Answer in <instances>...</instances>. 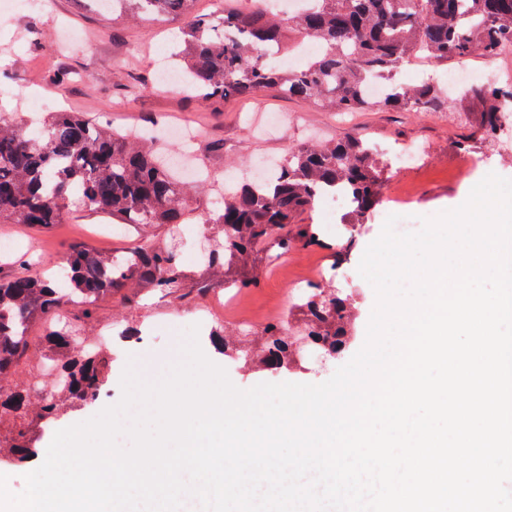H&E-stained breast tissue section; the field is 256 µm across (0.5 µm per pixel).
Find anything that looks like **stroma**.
<instances>
[{"label":"stroma","mask_w":512,"mask_h":512,"mask_svg":"<svg viewBox=\"0 0 512 512\" xmlns=\"http://www.w3.org/2000/svg\"><path fill=\"white\" fill-rule=\"evenodd\" d=\"M182 26L178 17L115 19L101 11L95 0H49L45 8L34 12L15 8L1 13L0 110L16 112L30 120L41 115V101L52 98L65 108L96 117L116 130L152 123H191L201 134L200 142L192 148L193 154L210 178L208 185L192 189L203 210L211 207L217 192L223 191L226 170L242 171L252 162L283 157L312 138L334 137L340 127L347 133L371 138L386 154L395 148L419 153V162L395 170L371 222L353 232L346 258H338L336 230L325 225L321 210L316 208L305 219L324 224L321 244L299 245L287 253L275 254L264 264L255 287L237 294L228 288L221 291L229 302L224 306L223 319L214 320V327L247 336L255 324L265 322L274 312L284 311L288 314L287 328L293 333L299 326V307L304 299L298 284L318 271H326L324 287L355 298L348 347L324 363L310 357L308 350H300V368L282 376L286 382H325L365 342L376 296L371 284L359 274L358 266L368 245L380 235L389 209L405 207L422 217L456 209L488 173L512 178V164L503 161L507 151L499 146L472 154L457 151L456 141L467 137L469 129L452 108L418 114H344L281 97L273 90L216 109L203 105L184 92L159 84L157 79L156 60L178 51ZM276 112L296 117L286 133L266 127L268 115ZM0 238L15 242L10 254H0L1 278L22 270L32 274L59 271L71 246L76 244L119 253L138 242L137 234L128 229L119 235L108 233L104 216L84 213L74 203L69 206L65 223L47 229L0 224ZM155 239L169 244L182 262L212 248L217 230L195 218L183 224L179 237L160 230ZM204 304L201 298L160 292L142 296L132 307L117 300L100 304V320H118L149 331L148 341L140 350L112 351L109 395L48 424L35 443L34 458L21 465L0 458V474L8 476L10 490H23L24 474L44 459L57 430L86 421L120 400V380L129 358H136L146 378L164 376L179 359L185 340L176 332V325L184 315ZM200 346L226 370L236 387L245 390L267 382V373L244 357L215 353L206 340Z\"/></svg>","instance_id":"stroma-1"}]
</instances>
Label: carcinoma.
<instances>
[{"label":"carcinoma","mask_w":512,"mask_h":512,"mask_svg":"<svg viewBox=\"0 0 512 512\" xmlns=\"http://www.w3.org/2000/svg\"><path fill=\"white\" fill-rule=\"evenodd\" d=\"M192 2L100 0L102 8L129 19L184 17L177 63L188 79V95L209 106L271 87L332 112H437L451 102L472 130L470 139L457 143L459 150L498 139V108L512 101V83L477 81L450 100L448 89L437 83L402 86L395 75L417 55L446 61L498 53L512 43V0H316L288 22L268 12L261 0L249 9L222 6L206 20L193 15ZM290 33L322 46V53L299 70L284 68L273 57ZM374 78L387 87L382 100L363 93L366 81ZM389 177L388 160L368 139L348 134L309 143L288 152L270 184L224 189L203 213L220 228L222 239L196 270L183 268L171 249L146 241L119 259L74 245L58 276L0 278V381L10 379L28 357L27 329L51 321L64 296L86 306L79 326L84 331L93 323L98 303L114 295L130 306L142 291L204 297L217 288L253 287L263 249L286 253L299 244L320 243V228L302 224L300 218L322 192L349 190L356 205L344 214L343 223L356 226L366 223L383 202ZM73 200L134 226L146 237L184 223L198 209L159 149L142 135L112 131L76 112H49L37 129L0 115V223L49 228L63 223ZM300 316L301 335L327 355L346 345L353 320L349 297L314 286ZM70 339L67 330L52 329L37 345L63 387L35 394L16 383L0 391V421L40 427L99 398L110 380L111 360L99 350L74 349ZM257 340L259 346L245 354L259 369L278 374L296 363L283 324H266ZM3 454L24 461L32 451L24 443L0 440Z\"/></svg>","instance_id":"1"}]
</instances>
